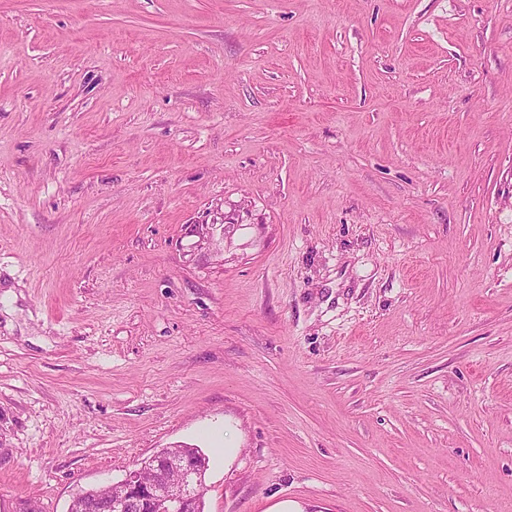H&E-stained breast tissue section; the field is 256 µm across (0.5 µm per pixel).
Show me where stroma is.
<instances>
[{
  "label": "stroma",
  "instance_id": "35a3bbf8",
  "mask_svg": "<svg viewBox=\"0 0 512 512\" xmlns=\"http://www.w3.org/2000/svg\"><path fill=\"white\" fill-rule=\"evenodd\" d=\"M175 444L512 512V0H0V512Z\"/></svg>",
  "mask_w": 512,
  "mask_h": 512
}]
</instances>
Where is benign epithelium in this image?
Returning a JSON list of instances; mask_svg holds the SVG:
<instances>
[{"label":"benign epithelium","instance_id":"7a95c632","mask_svg":"<svg viewBox=\"0 0 512 512\" xmlns=\"http://www.w3.org/2000/svg\"><path fill=\"white\" fill-rule=\"evenodd\" d=\"M151 461L112 484V492L99 502L101 512H196L197 497L185 492V485L190 476L202 482L200 457L176 445Z\"/></svg>","mask_w":512,"mask_h":512}]
</instances>
